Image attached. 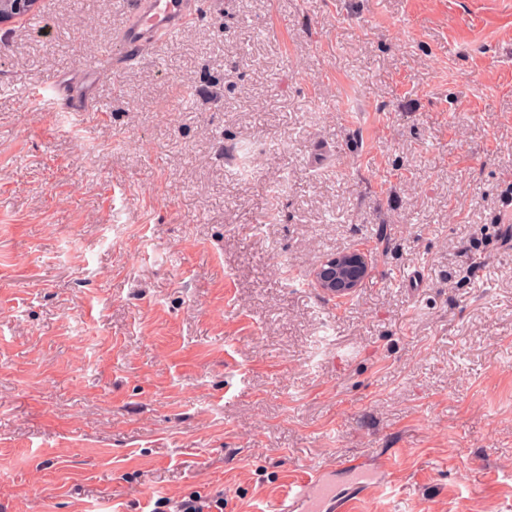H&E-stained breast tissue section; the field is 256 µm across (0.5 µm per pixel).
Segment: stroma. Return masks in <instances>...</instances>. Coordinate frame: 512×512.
<instances>
[{"instance_id":"35a3bbf8","label":"stroma","mask_w":512,"mask_h":512,"mask_svg":"<svg viewBox=\"0 0 512 512\" xmlns=\"http://www.w3.org/2000/svg\"><path fill=\"white\" fill-rule=\"evenodd\" d=\"M39 15L0 29V512H277L353 457L351 512H512V0H202L88 112L52 89L120 0ZM371 256L363 248H355L326 256L312 273V280L326 297L343 300L352 297L370 276ZM176 507L178 512H223L224 498L217 497L215 499L208 494L196 491L187 499L181 500Z\"/></svg>"}]
</instances>
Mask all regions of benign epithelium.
<instances>
[{
    "mask_svg": "<svg viewBox=\"0 0 512 512\" xmlns=\"http://www.w3.org/2000/svg\"><path fill=\"white\" fill-rule=\"evenodd\" d=\"M40 0H0V28L16 22L39 8ZM371 256L355 248L326 256L312 273V280L326 297L343 300L352 297L370 276Z\"/></svg>",
    "mask_w": 512,
    "mask_h": 512,
    "instance_id": "7a95c632",
    "label": "benign epithelium"
}]
</instances>
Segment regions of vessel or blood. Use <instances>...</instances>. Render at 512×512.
Returning <instances> with one entry per match:
<instances>
[{"label":"vessel or blood","instance_id":"vessel-or-blood-1","mask_svg":"<svg viewBox=\"0 0 512 512\" xmlns=\"http://www.w3.org/2000/svg\"><path fill=\"white\" fill-rule=\"evenodd\" d=\"M125 20L117 33L120 51L112 57L113 70H120L160 39L184 30L197 16L201 0H123ZM82 76L63 80L55 98L69 112H85L89 100L77 86ZM333 485L324 470L317 469L306 476L288 499L280 502L278 512H317V503L333 501L336 512H349L348 499L334 496Z\"/></svg>","mask_w":512,"mask_h":512}]
</instances>
